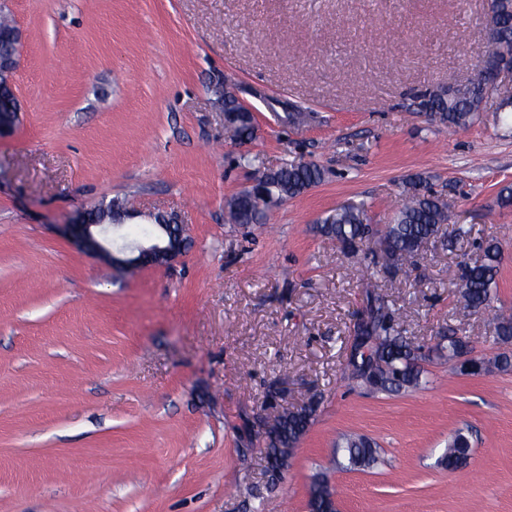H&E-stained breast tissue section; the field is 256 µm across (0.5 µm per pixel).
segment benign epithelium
Wrapping results in <instances>:
<instances>
[{
	"mask_svg": "<svg viewBox=\"0 0 512 512\" xmlns=\"http://www.w3.org/2000/svg\"><path fill=\"white\" fill-rule=\"evenodd\" d=\"M21 31L19 27L13 30V48L9 53H0V84L13 87V75L19 66ZM512 78L510 68H482L478 75L464 83H453L450 92L458 98H467L475 87L483 90L484 99L488 100L501 93L502 79ZM74 243L84 252L98 256L120 269H136L144 265H169L179 258L185 251L187 237L185 227L172 219H160L151 232L152 240L143 243H132L119 249L112 247V240L107 237L109 225L104 222H92L86 213H81L67 225ZM459 371L464 374H481L485 372L489 363L470 354L455 361ZM294 449H288V456L275 455L271 449H263L265 465L268 475L279 477L288 470V463Z\"/></svg>",
	"mask_w": 512,
	"mask_h": 512,
	"instance_id": "7a95c632",
	"label": "benign epithelium"
}]
</instances>
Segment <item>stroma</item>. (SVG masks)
Masks as SVG:
<instances>
[{
  "label": "stroma",
  "instance_id": "1",
  "mask_svg": "<svg viewBox=\"0 0 512 512\" xmlns=\"http://www.w3.org/2000/svg\"><path fill=\"white\" fill-rule=\"evenodd\" d=\"M23 32L21 121L0 134V512H310L326 474L338 512H512V370L461 374L435 348L505 352L512 311V106L490 98L466 128L414 98L482 62L487 0H7ZM255 114L224 132L216 87ZM305 113L300 125L285 112ZM326 180L262 224H229L227 199L289 160ZM456 198L444 236L395 277L314 227L349 203L387 223L410 178ZM133 201L114 237L156 215L190 245L136 274L79 250L77 211ZM467 238L448 243L455 225ZM502 249L489 309L454 285L487 241ZM423 345L425 381L394 395L344 376L365 284ZM320 404L278 483L263 473V422ZM463 433L469 456L442 465ZM379 462L342 467L343 435ZM252 451L242 468L238 451Z\"/></svg>",
  "mask_w": 512,
  "mask_h": 512
}]
</instances>
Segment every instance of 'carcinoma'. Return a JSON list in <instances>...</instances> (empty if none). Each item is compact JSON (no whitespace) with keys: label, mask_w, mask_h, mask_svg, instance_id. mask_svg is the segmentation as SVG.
I'll use <instances>...</instances> for the list:
<instances>
[{"label":"carcinoma","mask_w":512,"mask_h":512,"mask_svg":"<svg viewBox=\"0 0 512 512\" xmlns=\"http://www.w3.org/2000/svg\"><path fill=\"white\" fill-rule=\"evenodd\" d=\"M498 29L489 40L484 65L495 66L512 62V0H494ZM483 97L474 94L466 99L448 96V87L439 86L416 98V111L425 112L442 125L465 128L472 125L483 111ZM224 111L239 112L238 120L227 126L234 138L253 137L251 120L242 115L246 108L231 92L224 93ZM326 172L319 165L301 160H289L266 175L264 194L254 197L241 191L227 201L229 220L234 224H262L267 213L287 199L295 198L322 183ZM453 203L426 187V179L417 175L408 182L405 201L387 224H372L364 203L344 205L326 216L316 226V232L340 245L344 254L359 262L365 259L363 245L372 237L386 242L380 251L381 270L395 274L411 265L416 257L448 223ZM500 248L488 243L479 262L459 267L456 286L461 302L472 311L489 307L492 285L495 284L500 261ZM356 335L363 337L368 355H347L344 373L355 386L374 392L399 393L417 388L422 383L425 358L422 347L405 336L404 321L390 306L386 296L375 287L366 290V305L357 316ZM495 334L508 344L512 342V314L496 316ZM448 344L438 345L437 351L448 353L454 361L470 350L469 341L458 336H446ZM317 404L311 402L281 414L273 448H293L305 434L315 415ZM340 448L350 468H369L378 461V450L364 436L343 438ZM468 441L458 433L448 440L443 457L446 467L455 469L465 464Z\"/></svg>","instance_id":"1"}]
</instances>
